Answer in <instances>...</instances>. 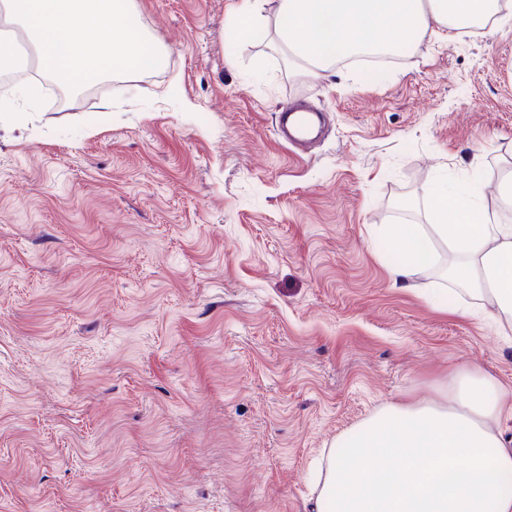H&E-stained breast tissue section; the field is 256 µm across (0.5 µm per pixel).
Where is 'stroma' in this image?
<instances>
[{
    "instance_id": "obj_1",
    "label": "stroma",
    "mask_w": 512,
    "mask_h": 512,
    "mask_svg": "<svg viewBox=\"0 0 512 512\" xmlns=\"http://www.w3.org/2000/svg\"><path fill=\"white\" fill-rule=\"evenodd\" d=\"M237 3L137 0L163 70L0 92V512H311L383 405L455 369L512 390V331L448 254L400 287L382 235L444 178L512 222V20L302 76L234 40ZM295 102L326 121L299 152ZM309 113L297 112L294 107H286L277 114L276 133L285 143L292 142V134L300 135L310 127Z\"/></svg>"
}]
</instances>
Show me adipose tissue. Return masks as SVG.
<instances>
[{
    "label": "adipose tissue",
    "instance_id": "obj_1",
    "mask_svg": "<svg viewBox=\"0 0 512 512\" xmlns=\"http://www.w3.org/2000/svg\"><path fill=\"white\" fill-rule=\"evenodd\" d=\"M499 10V0H240L225 26L238 40L270 39L291 68L316 76L363 50L400 54L430 25L454 28ZM0 22L20 29L40 72L71 88L167 61L136 0H0ZM429 198L435 224L385 234L405 256L395 280L446 250L449 280L512 328V224L483 205L475 183L436 187ZM447 393L444 404L384 405L343 434L327 453L315 512H512V490L498 482L512 475V443L495 428L512 415V394L469 372L453 373Z\"/></svg>",
    "mask_w": 512,
    "mask_h": 512
}]
</instances>
